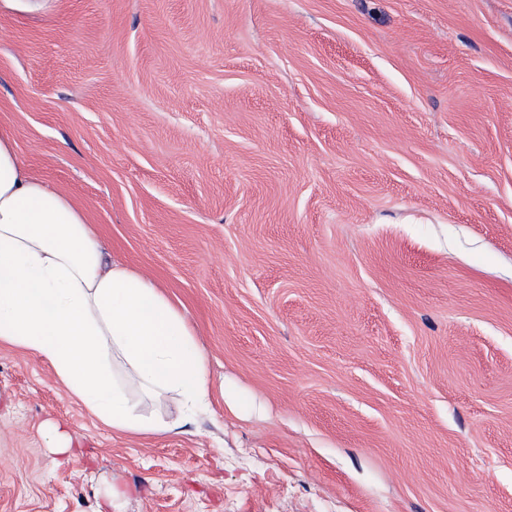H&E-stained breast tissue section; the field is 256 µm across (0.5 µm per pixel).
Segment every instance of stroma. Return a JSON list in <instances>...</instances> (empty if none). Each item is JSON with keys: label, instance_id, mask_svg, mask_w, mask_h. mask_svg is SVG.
<instances>
[{"label": "stroma", "instance_id": "1", "mask_svg": "<svg viewBox=\"0 0 512 512\" xmlns=\"http://www.w3.org/2000/svg\"><path fill=\"white\" fill-rule=\"evenodd\" d=\"M0 129L211 408L119 434L1 344L0 512H512V0H0Z\"/></svg>", "mask_w": 512, "mask_h": 512}]
</instances>
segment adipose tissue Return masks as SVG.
Instances as JSON below:
<instances>
[{
  "mask_svg": "<svg viewBox=\"0 0 512 512\" xmlns=\"http://www.w3.org/2000/svg\"><path fill=\"white\" fill-rule=\"evenodd\" d=\"M0 344L31 352L113 431L148 437L173 423L129 393L177 397L187 420L207 407L194 330L149 277L110 256L71 198L21 162L0 130ZM119 358L111 372L107 360Z\"/></svg>",
  "mask_w": 512,
  "mask_h": 512,
  "instance_id": "ef3b65f1",
  "label": "adipose tissue"
}]
</instances>
